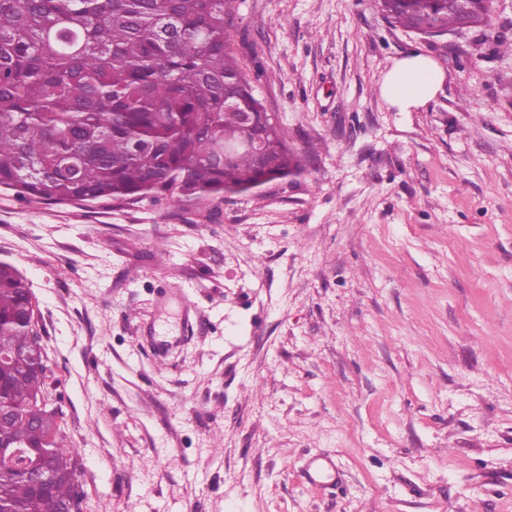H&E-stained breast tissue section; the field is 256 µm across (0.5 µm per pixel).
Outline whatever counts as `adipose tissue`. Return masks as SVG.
I'll return each mask as SVG.
<instances>
[{
    "label": "adipose tissue",
    "instance_id": "adipose-tissue-1",
    "mask_svg": "<svg viewBox=\"0 0 512 512\" xmlns=\"http://www.w3.org/2000/svg\"><path fill=\"white\" fill-rule=\"evenodd\" d=\"M444 79L430 57L414 53L394 63L382 81L381 95L390 107L407 112L432 99Z\"/></svg>",
    "mask_w": 512,
    "mask_h": 512
}]
</instances>
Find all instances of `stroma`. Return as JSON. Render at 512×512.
I'll use <instances>...</instances> for the list:
<instances>
[{
	"mask_svg": "<svg viewBox=\"0 0 512 512\" xmlns=\"http://www.w3.org/2000/svg\"><path fill=\"white\" fill-rule=\"evenodd\" d=\"M232 15L305 173L199 202L0 190L82 512H512V53L375 0ZM411 52L445 81L400 112L380 87Z\"/></svg>",
	"mask_w": 512,
	"mask_h": 512,
	"instance_id": "1",
	"label": "stroma"
}]
</instances>
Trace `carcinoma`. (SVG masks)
<instances>
[{"mask_svg":"<svg viewBox=\"0 0 512 512\" xmlns=\"http://www.w3.org/2000/svg\"><path fill=\"white\" fill-rule=\"evenodd\" d=\"M424 37L491 21V0H377ZM231 0H0V187L45 202L187 201L251 191L303 171L233 50ZM34 296L0 264V446H29L39 490L0 463V512H81L48 369L30 356Z\"/></svg>","mask_w":512,"mask_h":512,"instance_id":"carcinoma-1","label":"carcinoma"}]
</instances>
